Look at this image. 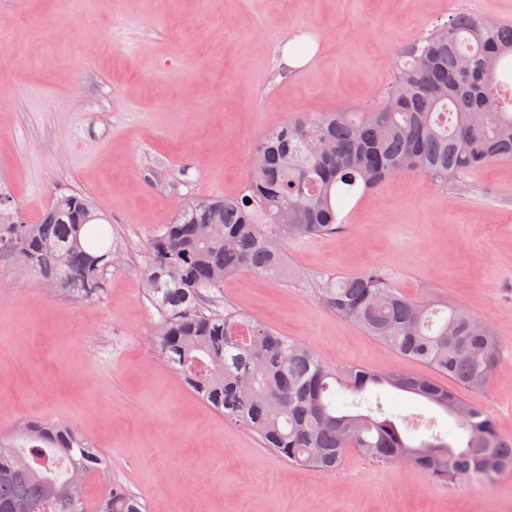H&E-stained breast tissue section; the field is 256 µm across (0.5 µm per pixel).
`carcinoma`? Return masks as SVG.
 <instances>
[{
  "instance_id": "obj_1",
  "label": "carcinoma",
  "mask_w": 512,
  "mask_h": 512,
  "mask_svg": "<svg viewBox=\"0 0 512 512\" xmlns=\"http://www.w3.org/2000/svg\"><path fill=\"white\" fill-rule=\"evenodd\" d=\"M512 26L454 16L404 51L374 106L303 113L255 148L235 197L190 198L148 240L142 277L158 311L162 360L204 401L250 429L288 462L331 473L357 448L371 460L408 462L436 482L493 484L512 472V438L491 414L427 375L330 366L309 344L233 307L206 314L224 278L250 271L292 278L284 245L343 233L349 201L408 172L446 185L495 161H512ZM0 210V253L49 289L91 300L109 268L124 266L106 217L83 194L56 199L34 224ZM318 299L399 355L480 389L498 357L489 324L461 305L413 299L372 266L319 278ZM388 389L416 395L455 421L424 431L384 409ZM19 445L0 436V512H146L108 481L93 505L79 476L108 466L72 423L26 422Z\"/></svg>"
}]
</instances>
